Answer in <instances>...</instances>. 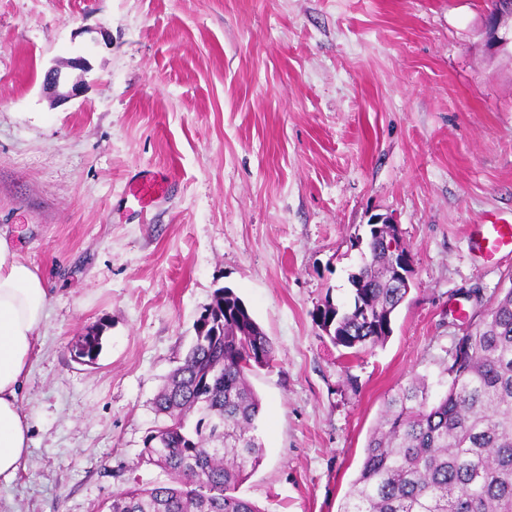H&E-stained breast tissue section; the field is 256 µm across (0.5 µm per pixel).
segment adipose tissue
<instances>
[{
  "label": "adipose tissue",
  "instance_id": "ef3b65f1",
  "mask_svg": "<svg viewBox=\"0 0 512 512\" xmlns=\"http://www.w3.org/2000/svg\"><path fill=\"white\" fill-rule=\"evenodd\" d=\"M51 298L37 270L0 232V482L12 483L32 443L20 388L29 374Z\"/></svg>",
  "mask_w": 512,
  "mask_h": 512
}]
</instances>
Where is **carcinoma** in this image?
Listing matches in <instances>:
<instances>
[{
    "mask_svg": "<svg viewBox=\"0 0 512 512\" xmlns=\"http://www.w3.org/2000/svg\"><path fill=\"white\" fill-rule=\"evenodd\" d=\"M348 276L352 304L326 301L331 342L358 351L383 343L405 292L385 274L377 239ZM210 307L223 319L196 332L155 398L166 417L148 434L142 462L167 475L114 495L110 512H260L238 494L261 465V399L249 375L274 361L273 345L244 301L227 289ZM101 336L78 337L93 360ZM448 388L432 395L414 379L386 405L340 512H512V288L460 329L448 360Z\"/></svg>",
    "mask_w": 512,
    "mask_h": 512,
    "instance_id": "carcinoma-1",
    "label": "carcinoma"
}]
</instances>
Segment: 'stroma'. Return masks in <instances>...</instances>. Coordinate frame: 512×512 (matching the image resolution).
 <instances>
[{
  "instance_id": "obj_1",
  "label": "stroma",
  "mask_w": 512,
  "mask_h": 512,
  "mask_svg": "<svg viewBox=\"0 0 512 512\" xmlns=\"http://www.w3.org/2000/svg\"><path fill=\"white\" fill-rule=\"evenodd\" d=\"M489 0H0V228L52 301L21 392L32 444L0 512H98L162 419L153 400L217 289L275 360L250 382L262 512H339L387 397L447 381L459 324L512 287V22ZM85 56L87 73L66 63ZM84 79L53 104L45 74ZM150 175L166 194L130 209ZM392 217L410 292L384 344L343 354L318 326L349 298L353 245ZM100 332L95 360L77 337ZM472 244L475 251L484 258H492L509 246L512 253V224L499 221L477 224L472 230Z\"/></svg>"
}]
</instances>
